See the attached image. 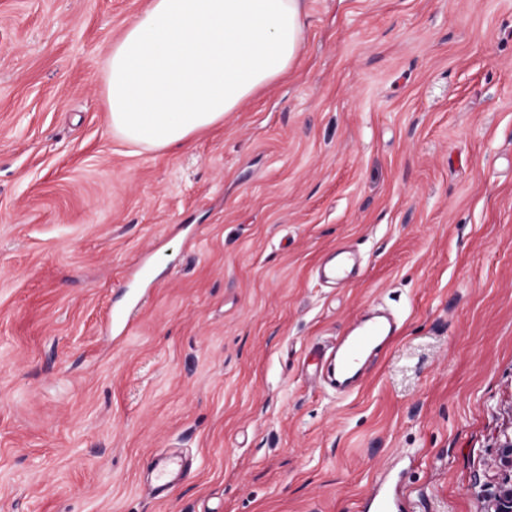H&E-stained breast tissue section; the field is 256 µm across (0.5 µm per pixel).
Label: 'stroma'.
Returning a JSON list of instances; mask_svg holds the SVG:
<instances>
[{
  "label": "stroma",
  "mask_w": 512,
  "mask_h": 512,
  "mask_svg": "<svg viewBox=\"0 0 512 512\" xmlns=\"http://www.w3.org/2000/svg\"><path fill=\"white\" fill-rule=\"evenodd\" d=\"M146 4L0 0V512H359L388 469L411 512H495L512 0H306L293 74L154 152L105 110ZM345 243L360 278L322 286ZM378 304L399 332L360 389L309 380Z\"/></svg>",
  "instance_id": "obj_1"
}]
</instances>
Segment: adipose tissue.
Returning a JSON list of instances; mask_svg holds the SVG:
<instances>
[{"label":"adipose tissue","mask_w":512,"mask_h":512,"mask_svg":"<svg viewBox=\"0 0 512 512\" xmlns=\"http://www.w3.org/2000/svg\"><path fill=\"white\" fill-rule=\"evenodd\" d=\"M305 0H148L113 42L106 109L131 146L172 150L288 73Z\"/></svg>","instance_id":"adipose-tissue-1"}]
</instances>
